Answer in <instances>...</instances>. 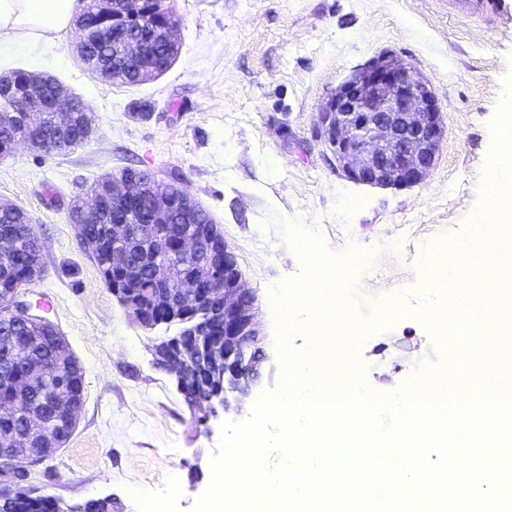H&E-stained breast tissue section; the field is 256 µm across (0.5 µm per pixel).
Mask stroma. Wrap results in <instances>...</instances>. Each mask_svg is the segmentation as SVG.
I'll return each instance as SVG.
<instances>
[{"label":"stroma","mask_w":512,"mask_h":512,"mask_svg":"<svg viewBox=\"0 0 512 512\" xmlns=\"http://www.w3.org/2000/svg\"><path fill=\"white\" fill-rule=\"evenodd\" d=\"M180 52L139 86L91 73L68 25L32 42L0 38V72L57 76L94 113L92 140L63 155L27 148L0 158V201L18 205L40 240L41 273L27 286L84 370L78 425L35 482L74 504L113 496L116 512H192L211 480L223 422L245 420L282 378L272 293L303 275L278 219L315 230L332 259L362 252L347 294L361 321L401 297L414 316L364 337L365 381L389 395L437 363V335L417 311L434 301L425 249L442 247L477 212L495 143L491 124L512 88V6L460 19L448 0H170ZM393 54L431 84L447 135L429 176L409 188L347 180L315 138L327 98L369 59ZM175 182L212 215L256 295L265 335L262 374L223 421L202 425L153 363L155 332L137 325L78 243L71 204L122 168ZM409 236L395 247L394 232Z\"/></svg>","instance_id":"35a3bbf8"}]
</instances>
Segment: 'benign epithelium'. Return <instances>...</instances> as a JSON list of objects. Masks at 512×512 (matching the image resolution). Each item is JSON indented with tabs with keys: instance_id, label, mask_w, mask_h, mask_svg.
Wrapping results in <instances>:
<instances>
[{
	"instance_id": "1",
	"label": "benign epithelium",
	"mask_w": 512,
	"mask_h": 512,
	"mask_svg": "<svg viewBox=\"0 0 512 512\" xmlns=\"http://www.w3.org/2000/svg\"><path fill=\"white\" fill-rule=\"evenodd\" d=\"M146 0H99V15L86 17L83 24L93 30L97 40L109 42L123 32L119 22H137L149 30L157 42L173 46L178 42L179 22L169 13L162 21L148 19L143 10ZM120 45L123 62L137 59L144 51L143 40L124 35ZM30 88L21 106L46 109L55 114L56 122L64 124L70 112L83 115V137L73 143L89 141L94 132L93 112L64 87L54 83L55 94L43 100L40 89L49 76L30 72ZM442 112L430 82L410 63L392 55H378L357 69L322 104L317 116L316 136L336 161V166L351 182L382 188L412 187L421 183L432 171L445 137ZM46 152L43 141L17 132L8 143L3 157L13 154L19 146ZM121 192L127 201L151 199L154 213L164 216L172 201L161 187L148 185L133 176L126 179ZM112 239L109 264L117 273L132 272V254L126 248L129 240L139 234V226L125 218L112 222L108 230ZM150 251L153 260L170 257V263L180 259H195L196 274L175 281L161 300L174 312L189 310L197 322L177 336H162L152 345L153 363L172 378L188 406L202 413L199 421L219 418L230 405L229 395L246 396L259 379L258 366L264 359L261 344L264 335L257 300L245 288L243 273L236 255L224 248V263L214 260V241L199 235L184 238L181 252L169 251L163 236L155 237ZM36 275L20 282L14 291L0 299V323L19 320L25 325L43 323L54 332L59 350H64L65 338L46 317L33 311L25 299L24 288ZM121 306L140 325L148 315L144 302L128 298L112 288ZM224 320V335H210L209 321L214 315ZM208 390V398H194L195 388ZM58 412L66 417L69 432H74L77 412L65 396L55 401ZM35 442H47L55 453L65 446L66 439L56 434L52 423L40 415L30 414L21 432L0 436V496L25 493L31 489L26 482L30 468L43 458L24 452Z\"/></svg>"
}]
</instances>
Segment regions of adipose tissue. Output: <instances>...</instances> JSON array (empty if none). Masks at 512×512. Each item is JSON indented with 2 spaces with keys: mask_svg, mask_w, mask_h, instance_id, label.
Here are the masks:
<instances>
[{
  "mask_svg": "<svg viewBox=\"0 0 512 512\" xmlns=\"http://www.w3.org/2000/svg\"><path fill=\"white\" fill-rule=\"evenodd\" d=\"M73 0H0V37L27 39L67 26Z\"/></svg>",
  "mask_w": 512,
  "mask_h": 512,
  "instance_id": "adipose-tissue-1",
  "label": "adipose tissue"
}]
</instances>
